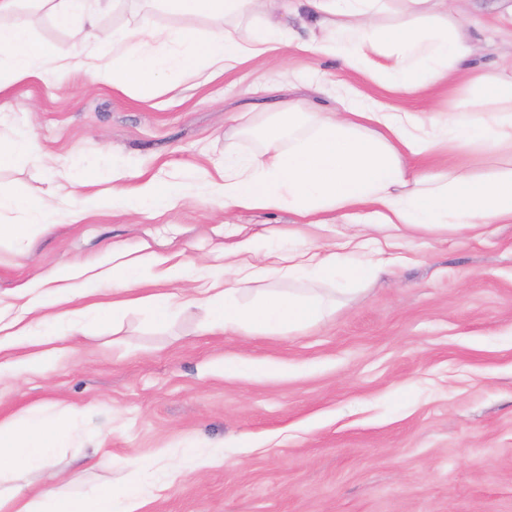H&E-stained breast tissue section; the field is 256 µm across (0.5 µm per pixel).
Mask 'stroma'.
<instances>
[{
    "label": "stroma",
    "mask_w": 512,
    "mask_h": 512,
    "mask_svg": "<svg viewBox=\"0 0 512 512\" xmlns=\"http://www.w3.org/2000/svg\"><path fill=\"white\" fill-rule=\"evenodd\" d=\"M500 0H466L462 22L493 71L502 35ZM12 23L71 54L75 41L51 15L21 6ZM180 26L181 17L142 0H116L104 30L143 23ZM327 58L292 51L284 63L258 61L206 82L182 80L180 94L93 86L71 74L65 87L33 78L0 94V133L31 139L37 161L0 170V193L44 196L49 155L83 170L123 168L127 184L158 168L190 184L223 161L244 112L295 99L331 111L311 87ZM339 80L353 74L336 71ZM322 226L288 210H238L190 199L155 214L94 209L76 224L36 232L19 256L0 248V293L64 264L94 261L103 248L139 255L143 245L179 254L188 268L220 266L238 232L279 230L276 247L300 239L339 241L336 213ZM391 272L352 285L335 312L293 334L200 335L204 314L178 312L162 327L138 310L78 338L72 356L47 376L0 382V417L31 406L82 409L81 445L55 459L70 491L133 481V461L157 474L141 512H512V224L493 234L422 232L402 240ZM228 360L276 365L275 373L228 374ZM97 453V467L72 465ZM211 456L208 467L172 459Z\"/></svg>",
    "instance_id": "1"
}]
</instances>
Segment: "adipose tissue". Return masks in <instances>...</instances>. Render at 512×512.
I'll return each mask as SVG.
<instances>
[{
  "instance_id": "obj_1",
  "label": "adipose tissue",
  "mask_w": 512,
  "mask_h": 512,
  "mask_svg": "<svg viewBox=\"0 0 512 512\" xmlns=\"http://www.w3.org/2000/svg\"><path fill=\"white\" fill-rule=\"evenodd\" d=\"M187 25H144L132 32L105 35L99 20L112 0H36L57 24L76 25L78 49L54 55L24 28L3 23L17 0H0V90L51 74L64 83L74 72L92 84L116 88L159 85L167 91L181 77H216L258 59L286 60L295 49L331 58L357 82L319 77L336 87V107L319 112L299 100L260 123H242L243 133L257 137L259 148L224 151L201 192L202 201L222 204L225 211L265 209L292 211L302 218L333 211L351 219L353 230L343 241L302 243L288 250L268 248L246 235L224 252L222 272L204 269L184 294L165 291L183 279L184 265L174 256L149 252L129 256L106 250L94 263L56 269L52 279L37 277L0 298V380L21 374L42 375L69 356L74 323L91 327L105 317L120 321L126 309L142 310L157 325L176 311L202 310V332H235L244 336L300 330L336 310L335 295L317 291L320 283L344 286L372 279L391 266L388 254L400 239L419 232L453 229L474 236L494 225L512 223V169L494 177H477L458 161L474 147L491 156L512 158V40L504 42L497 71L472 67L480 47L460 20L456 0H160ZM312 21V35L301 38L287 16ZM210 18L215 28L204 34L189 21ZM458 88L447 111L409 112L392 96L421 92L453 83ZM382 89L375 97L367 85ZM495 111H483L486 102ZM97 172L75 177L69 168L56 173L55 184L39 200L23 202L0 194V212L26 211L35 224H75L79 209L60 208L56 200L77 182L96 180ZM185 197L182 186L152 175L129 186L121 172L112 174V192L88 198L96 208L128 212L144 204L173 206ZM35 224H0V245L23 250ZM125 293L111 307L93 297L102 282ZM158 284L149 295L134 297L145 282ZM307 282V291L279 290L281 282ZM73 407L41 406L0 418V512H139L142 484L92 493H71L54 470L60 449L68 447ZM40 475L41 487L17 486L24 476Z\"/></svg>"
}]
</instances>
